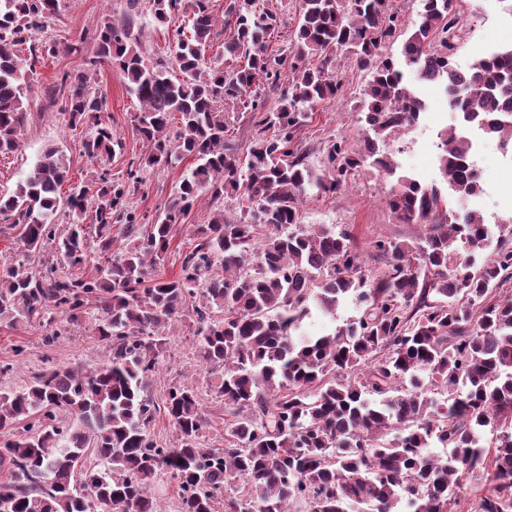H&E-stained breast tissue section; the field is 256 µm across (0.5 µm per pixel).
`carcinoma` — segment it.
<instances>
[{
  "mask_svg": "<svg viewBox=\"0 0 512 512\" xmlns=\"http://www.w3.org/2000/svg\"><path fill=\"white\" fill-rule=\"evenodd\" d=\"M151 2L159 24L181 14L189 28L149 54L128 13L96 33L86 69L60 74L47 94L70 129L90 130L82 149L99 166L94 184L63 195L70 165L50 148L0 194V234L19 229L23 247L22 261L0 265V324L35 322L60 336L94 303L91 326L109 348L97 366H55L0 389V512H101L108 502L112 512H160L151 489L164 478L178 486L176 512H456L461 485L482 478L488 490L469 512H512V299H493L512 278V245L480 258L492 229L464 209L480 190L471 139L455 126L440 134L455 201L410 177L386 196L399 220L427 232L416 246L376 241L388 258L380 276L364 274L346 230L302 223L304 198L336 194L365 162L394 173L378 143L424 111L384 52L399 26L389 0H299L295 37L280 47V13L254 0H228L221 24L209 0ZM421 3L402 48L414 80L444 84L464 124L512 143V48L460 71L456 0ZM58 11L59 0H0L1 156L21 150L36 66L75 50L41 36ZM218 42L223 52L206 59ZM338 51L370 75L361 113L371 135L364 154L332 143L317 173L294 131L342 94L327 70ZM102 64L138 102L132 122L147 143L121 180L105 168L119 142L93 90ZM284 76L267 107L265 87ZM229 107L260 113L243 151L225 140ZM188 158L164 213L148 223L129 211L139 172ZM204 195L215 210L180 275L144 286ZM226 198L241 203L239 217L224 216ZM123 220L144 231L115 249L112 224ZM47 245L55 254L31 270ZM93 259L96 276L76 274ZM347 300L354 317L320 336L302 332L312 310L334 319ZM184 318L231 411L222 448L203 443L196 388L172 385L160 404L147 393L163 337ZM161 410L174 448L151 434Z\"/></svg>",
  "mask_w": 512,
  "mask_h": 512,
  "instance_id": "carcinoma-1",
  "label": "carcinoma"
}]
</instances>
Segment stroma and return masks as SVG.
Returning <instances> with one entry per match:
<instances>
[{"instance_id":"obj_1","label":"stroma","mask_w":512,"mask_h":512,"mask_svg":"<svg viewBox=\"0 0 512 512\" xmlns=\"http://www.w3.org/2000/svg\"><path fill=\"white\" fill-rule=\"evenodd\" d=\"M125 3L126 0H60V10L47 33L76 44L77 50L46 59L37 66L31 79L32 105L25 125L24 145L13 155L0 156V191L13 189L51 146L66 154L72 183L93 178L96 168L83 153L81 131L71 130L62 122L57 109L46 105L42 91L55 81L59 72L83 67L85 60L93 56L95 45L81 42V35L103 27L109 20L120 19ZM457 8L466 29L453 50V60L459 69L469 68L488 52L512 47V12L507 11L504 0H457ZM330 68L343 85L341 96L310 115L296 130L297 142L308 150L310 163L317 167L332 143L342 141L347 148L359 151L364 147L366 135L359 105L367 73L344 51L336 54ZM97 88L106 103L104 119L120 141L111 166L113 178L119 179L125 177L129 162L146 152L131 122L137 102L126 94L117 73L110 67L101 68ZM422 97L425 112L415 123L380 143L379 148L392 157L397 174L437 186L448 198L452 192L440 171L439 133L449 125L458 124L459 116L450 111L441 87L428 85ZM481 143L475 156L481 172V192L471 200L470 206L495 226L496 238L512 243V159L504 156L497 140L485 137ZM191 166V160L187 159L163 171H144V183L131 199L137 214L155 216L162 212L174 199L182 177ZM393 183V178L387 175L367 166L360 167L349 176L346 190L333 196L308 198L302 205L303 221L347 229L370 274H380L386 269V259L374 249L377 240L417 244L426 233L423 225L402 222L388 209L385 197ZM211 211L209 200L201 199L182 223L175 226L165 264L156 269V276L170 279L179 274L182 256L195 241V225L208 223ZM46 334V328L38 325L21 331L0 326V364L14 366L5 381L6 387H24L36 373L55 365L91 366L106 358L104 343L88 325L72 328L51 343L46 342ZM172 383H184L200 391L208 418L205 444L210 448L223 447L224 404L209 390L207 369L185 323L176 325L166 338L160 374L150 384L154 398H161Z\"/></svg>"}]
</instances>
